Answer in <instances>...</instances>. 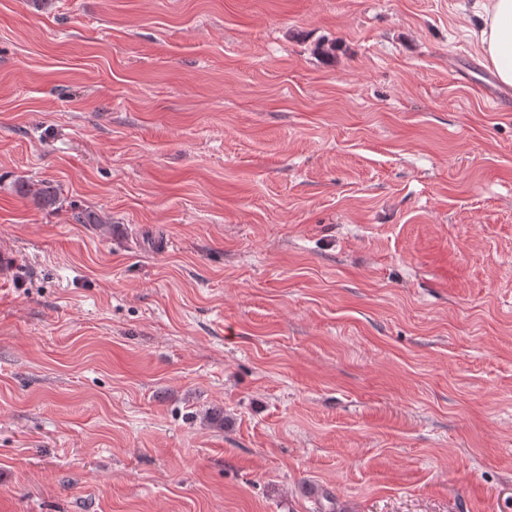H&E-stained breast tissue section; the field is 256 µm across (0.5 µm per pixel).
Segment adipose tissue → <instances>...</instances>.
Here are the masks:
<instances>
[{
  "label": "adipose tissue",
  "instance_id": "obj_1",
  "mask_svg": "<svg viewBox=\"0 0 512 512\" xmlns=\"http://www.w3.org/2000/svg\"><path fill=\"white\" fill-rule=\"evenodd\" d=\"M474 34L502 82L512 85V0H483Z\"/></svg>",
  "mask_w": 512,
  "mask_h": 512
}]
</instances>
